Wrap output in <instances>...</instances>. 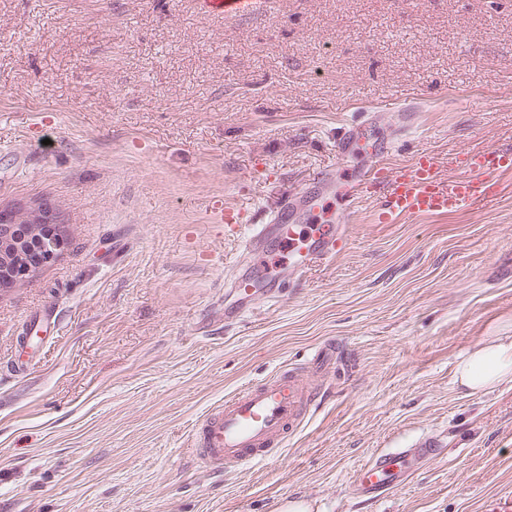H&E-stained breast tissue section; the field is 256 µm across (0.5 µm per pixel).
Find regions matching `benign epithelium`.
I'll return each mask as SVG.
<instances>
[{
	"mask_svg": "<svg viewBox=\"0 0 512 512\" xmlns=\"http://www.w3.org/2000/svg\"><path fill=\"white\" fill-rule=\"evenodd\" d=\"M57 224L56 209L47 202L0 208L1 293L27 281L66 248Z\"/></svg>",
	"mask_w": 512,
	"mask_h": 512,
	"instance_id": "7a95c632",
	"label": "benign epithelium"
}]
</instances>
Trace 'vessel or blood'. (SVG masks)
<instances>
[{
  "mask_svg": "<svg viewBox=\"0 0 512 512\" xmlns=\"http://www.w3.org/2000/svg\"><path fill=\"white\" fill-rule=\"evenodd\" d=\"M512 173V151L486 149L469 154L461 172L443 178L432 156L423 153L410 166L388 169L382 161L356 175L338 192L337 200L351 208L359 200L377 201L376 221L394 224L420 216H448L483 201L496 199L502 178ZM348 236L343 224H295L285 211H277L269 223L256 224L245 241L248 253L260 252L276 240L282 252L277 268L252 266L234 284L239 306L225 313V325H233L259 303L256 288L287 278L296 284L313 266L332 260ZM318 390L292 371H283L225 397L194 431V448L202 467L220 474L229 467H246L278 457L301 425L308 405ZM436 442L426 438L410 448L385 450L370 457L351 477V486L362 496L377 499L405 483L419 464L437 454Z\"/></svg>",
  "mask_w": 512,
  "mask_h": 512,
  "instance_id": "b4317fda",
  "label": "vessel or blood"
}]
</instances>
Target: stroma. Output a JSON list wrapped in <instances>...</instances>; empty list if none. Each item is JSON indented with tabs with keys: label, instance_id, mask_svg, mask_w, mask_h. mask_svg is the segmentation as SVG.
<instances>
[{
	"label": "stroma",
	"instance_id": "obj_1",
	"mask_svg": "<svg viewBox=\"0 0 512 512\" xmlns=\"http://www.w3.org/2000/svg\"><path fill=\"white\" fill-rule=\"evenodd\" d=\"M360 128L365 149L340 158ZM512 148V0H0V206L46 201L65 251L0 293V512H481L512 490V384L455 366L512 331V174L447 217L374 221L301 288L225 327L252 256L213 200L264 224L323 216L374 164ZM333 344L335 395L279 461L206 472L191 448L226 396ZM441 453L372 501V454Z\"/></svg>",
	"mask_w": 512,
	"mask_h": 512
}]
</instances>
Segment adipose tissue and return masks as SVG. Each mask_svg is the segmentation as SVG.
<instances>
[{
	"mask_svg": "<svg viewBox=\"0 0 512 512\" xmlns=\"http://www.w3.org/2000/svg\"><path fill=\"white\" fill-rule=\"evenodd\" d=\"M456 380L472 393L512 382V336L485 337L458 362Z\"/></svg>",
	"mask_w": 512,
	"mask_h": 512,
	"instance_id": "ef3b65f1",
	"label": "adipose tissue"
}]
</instances>
